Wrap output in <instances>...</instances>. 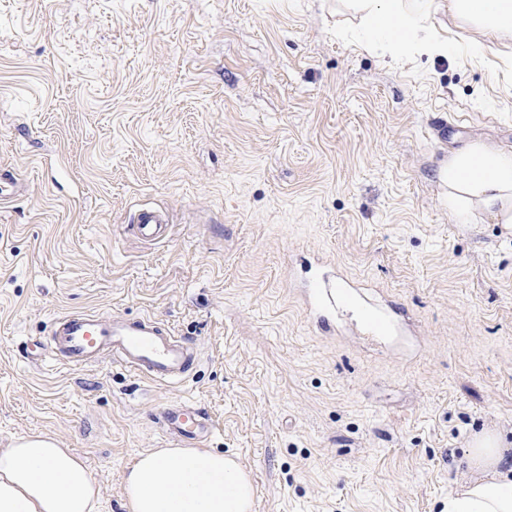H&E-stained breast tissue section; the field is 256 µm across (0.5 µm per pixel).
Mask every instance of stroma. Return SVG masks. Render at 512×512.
<instances>
[{"label":"stroma","mask_w":512,"mask_h":512,"mask_svg":"<svg viewBox=\"0 0 512 512\" xmlns=\"http://www.w3.org/2000/svg\"><path fill=\"white\" fill-rule=\"evenodd\" d=\"M443 2L457 52L395 60L336 0H0V448L54 437L127 512L160 410L193 404L255 512H442L467 435L512 432V232L454 223L439 179L512 152V46L472 58ZM146 208L163 239L132 233ZM318 258L403 309L409 355L310 319ZM73 311L168 323L194 378L24 357Z\"/></svg>","instance_id":"1"}]
</instances>
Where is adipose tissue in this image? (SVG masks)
I'll use <instances>...</instances> for the list:
<instances>
[{"label":"adipose tissue","mask_w":512,"mask_h":512,"mask_svg":"<svg viewBox=\"0 0 512 512\" xmlns=\"http://www.w3.org/2000/svg\"><path fill=\"white\" fill-rule=\"evenodd\" d=\"M433 0H350L365 48L390 53L410 47L448 56L454 44L425 21ZM448 14L473 31L468 44L483 54L487 40L512 44V0H448ZM448 212L457 223L479 213L512 224V153L474 142L439 171ZM512 444L488 430L473 436L465 455L468 478L448 492L446 512H512ZM127 512H254L249 471L238 459L203 448H159L141 454L124 478ZM100 489L84 458L34 433L0 448V512H97Z\"/></svg>","instance_id":"adipose-tissue-1"}]
</instances>
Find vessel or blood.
Returning a JSON list of instances; mask_svg holds the SVG:
<instances>
[{
    "instance_id": "b4317fda",
    "label": "vessel or blood",
    "mask_w": 512,
    "mask_h": 512,
    "mask_svg": "<svg viewBox=\"0 0 512 512\" xmlns=\"http://www.w3.org/2000/svg\"><path fill=\"white\" fill-rule=\"evenodd\" d=\"M166 229L162 210L145 209L139 213L136 231L141 238L159 239ZM306 287V308L325 329H334L337 320L346 319L368 335L388 340L401 325L400 307L391 303L378 313L367 310L349 296L345 285L337 282L334 275L309 271ZM50 344L67 365L85 366L107 353L138 376L159 384L186 382L200 361L189 340L169 324L148 316H115L107 320L86 312L67 313L57 317L51 340L29 341L26 354L41 355ZM159 419L166 433L179 439H206L211 428L205 413L185 405L164 408Z\"/></svg>"
}]
</instances>
